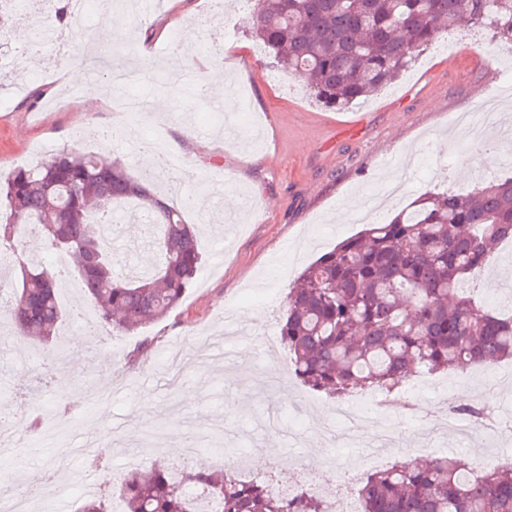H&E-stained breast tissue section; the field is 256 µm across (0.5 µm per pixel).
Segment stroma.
Returning a JSON list of instances; mask_svg holds the SVG:
<instances>
[{"label": "stroma", "instance_id": "1", "mask_svg": "<svg viewBox=\"0 0 512 512\" xmlns=\"http://www.w3.org/2000/svg\"><path fill=\"white\" fill-rule=\"evenodd\" d=\"M247 0H164L129 30L125 63L138 73L131 91L162 105L127 118L106 73L96 81L102 98L88 114L94 133L79 137L80 87L67 84L72 64L111 53L96 41L105 13L96 0L64 44L24 54L0 73V175L35 164L47 152H90L130 164L139 173L143 147L158 143L184 164L172 180L155 182L158 194L179 208L198 233L203 270L181 305L133 333L111 330L81 293L61 291L65 317L54 338L69 386L47 373L40 357L21 359L0 347V475L17 489L43 480L56 512H71L92 488L84 473L99 440L111 442L104 461L115 475L125 457L144 453L165 464L175 480L201 465L244 478L255 473L285 493L304 487L322 499L356 501L367 468L360 464L381 429L394 432L398 455L431 446L435 455L474 460L488 448L512 454V434L476 439L448 429L425 437L412 411L380 406L373 391L352 392L365 417L357 441H325L321 424H335L330 399L300 383L285 347L265 351L258 338L276 331L285 298L303 269L342 240L360 232L387 176L402 172V191L379 217L387 219L421 195L467 193L492 177L500 154L473 155L469 133L455 126L458 112L477 111L512 70V45L491 31L448 32L420 52L389 88L344 110L321 106L301 81L272 64L246 31ZM193 41H185V30ZM185 63L170 69L174 58ZM230 70L236 106H214L221 89L207 81L210 67ZM134 136L122 131L124 123ZM260 201L264 213L226 210L223 197ZM140 223L130 230L129 220ZM148 217L123 209L112 220L116 271L125 275L153 262ZM512 259L496 253L477 294L498 307L512 293ZM440 388L410 393V402L440 414L447 406L477 402L479 369L438 374ZM42 418L32 429L33 418ZM96 436H88L89 425ZM197 450L187 457L186 444ZM263 463H256L258 451Z\"/></svg>", "mask_w": 512, "mask_h": 512}]
</instances>
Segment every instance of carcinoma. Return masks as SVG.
<instances>
[{
	"mask_svg": "<svg viewBox=\"0 0 512 512\" xmlns=\"http://www.w3.org/2000/svg\"><path fill=\"white\" fill-rule=\"evenodd\" d=\"M45 42L72 27L70 0H51ZM247 24L273 59L305 81L332 110L348 108L395 81L436 36L462 23L484 24L512 42V0H250ZM119 161L63 150L0 181V254L19 267L11 307L13 342L38 341L44 364L64 316L57 284L76 270L100 319L131 332L166 316L202 268L195 228ZM135 201L155 215L158 261L119 279L101 235L112 210ZM41 227L60 268L21 250ZM512 235V178L472 193H431L385 223L368 224L320 256L290 288L278 325L296 376L343 397L373 389L389 397L421 368L470 369L512 357V316L464 294L498 244ZM188 480L208 491L215 512H327L306 489L279 497L264 484L200 467ZM360 512H512V465L475 469L462 458L409 461L376 471L357 490ZM121 512H203V504L151 465L123 476ZM76 512H112L81 499Z\"/></svg>",
	"mask_w": 512,
	"mask_h": 512,
	"instance_id": "carcinoma-1",
	"label": "carcinoma"
}]
</instances>
